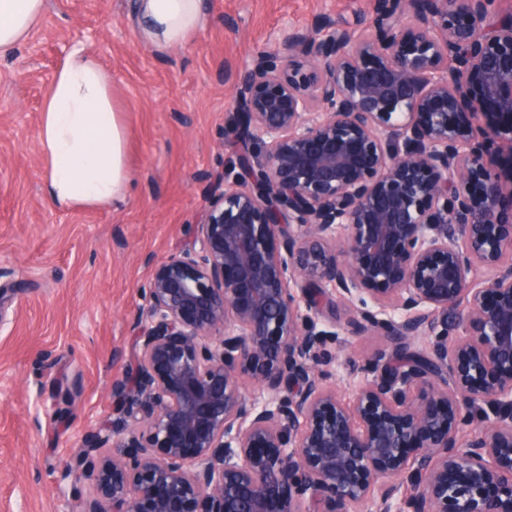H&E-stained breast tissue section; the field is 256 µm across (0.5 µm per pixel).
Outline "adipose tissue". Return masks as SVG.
<instances>
[{
	"label": "adipose tissue",
	"mask_w": 512,
	"mask_h": 512,
	"mask_svg": "<svg viewBox=\"0 0 512 512\" xmlns=\"http://www.w3.org/2000/svg\"><path fill=\"white\" fill-rule=\"evenodd\" d=\"M46 0H0V57L31 35ZM140 39L158 52L187 46L208 15L204 0H136ZM44 190L63 208L108 206L130 193L127 133L112 98V75L74 48L54 72L42 110Z\"/></svg>",
	"instance_id": "adipose-tissue-1"
}]
</instances>
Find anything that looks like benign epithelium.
I'll return each mask as SVG.
<instances>
[{
	"label": "benign epithelium",
	"instance_id": "7a95c632",
	"mask_svg": "<svg viewBox=\"0 0 512 512\" xmlns=\"http://www.w3.org/2000/svg\"><path fill=\"white\" fill-rule=\"evenodd\" d=\"M233 114L132 323L127 451L106 421L59 464L68 512H512V12L325 14L239 69ZM340 334L384 341L347 402Z\"/></svg>",
	"mask_w": 512,
	"mask_h": 512
}]
</instances>
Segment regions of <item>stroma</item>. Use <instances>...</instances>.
<instances>
[{"label": "stroma", "instance_id": "obj_1", "mask_svg": "<svg viewBox=\"0 0 512 512\" xmlns=\"http://www.w3.org/2000/svg\"><path fill=\"white\" fill-rule=\"evenodd\" d=\"M135 0H48L17 52L0 58V512H65L58 466L112 416L134 365L130 326L157 261L186 248L224 168L235 73L332 14L353 36L375 0H206L209 22L158 53L134 27ZM95 50L129 136L133 187L116 206L63 209L43 191L39 148L49 81L70 47ZM378 336L337 340L330 383L349 400ZM75 395L57 422L58 386Z\"/></svg>", "mask_w": 512, "mask_h": 512}]
</instances>
